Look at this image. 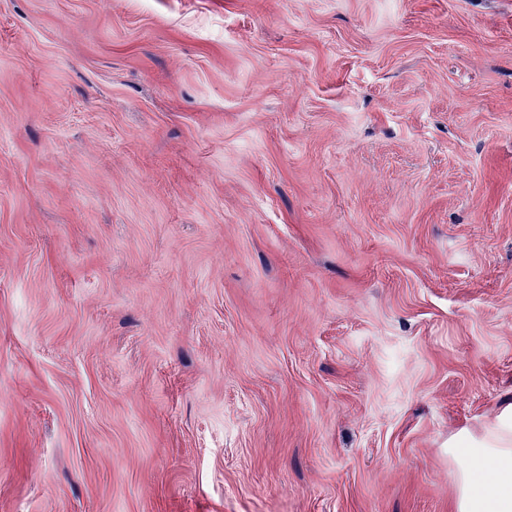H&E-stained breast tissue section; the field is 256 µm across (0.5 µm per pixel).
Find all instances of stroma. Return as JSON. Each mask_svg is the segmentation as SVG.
I'll list each match as a JSON object with an SVG mask.
<instances>
[{"label": "stroma", "mask_w": 512, "mask_h": 512, "mask_svg": "<svg viewBox=\"0 0 512 512\" xmlns=\"http://www.w3.org/2000/svg\"><path fill=\"white\" fill-rule=\"evenodd\" d=\"M512 404V0H0V512H452Z\"/></svg>", "instance_id": "35a3bbf8"}]
</instances>
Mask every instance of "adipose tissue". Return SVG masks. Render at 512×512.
<instances>
[{"label": "adipose tissue", "instance_id": "adipose-tissue-1", "mask_svg": "<svg viewBox=\"0 0 512 512\" xmlns=\"http://www.w3.org/2000/svg\"><path fill=\"white\" fill-rule=\"evenodd\" d=\"M448 457L456 465L453 512H512V405L479 443L465 435L456 438Z\"/></svg>", "mask_w": 512, "mask_h": 512}]
</instances>
